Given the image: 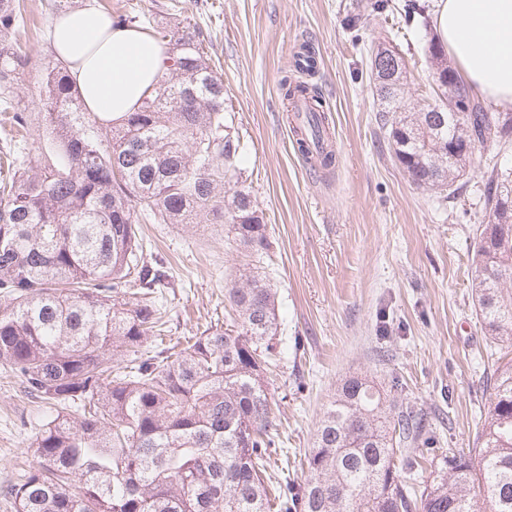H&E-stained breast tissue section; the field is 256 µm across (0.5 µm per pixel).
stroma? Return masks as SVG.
<instances>
[{
    "label": "stroma",
    "mask_w": 512,
    "mask_h": 512,
    "mask_svg": "<svg viewBox=\"0 0 512 512\" xmlns=\"http://www.w3.org/2000/svg\"><path fill=\"white\" fill-rule=\"evenodd\" d=\"M43 0H25L17 37L33 57L49 54ZM372 0H94L113 14L146 13L199 37L224 79V106L245 146L242 166L271 247L258 272L278 294L280 336L290 350L271 374L279 443L276 480H303L299 460L341 379L373 381L396 406L412 405L445 448L473 447L488 410L495 345L472 302L475 229L485 223L484 184L493 165L512 166V144L478 148L456 199L413 185L396 162L369 81V50L389 43L410 60L405 98L435 99L423 48L435 35L417 15L404 34ZM360 8L358 31L342 22ZM314 49L311 81L333 133L332 171L298 153L280 80L292 52ZM174 285L164 291L165 345L230 327L224 290L248 259L218 224L141 227ZM52 408L28 399L0 368V512L3 489L34 462V439Z\"/></svg>",
    "instance_id": "35a3bbf8"
}]
</instances>
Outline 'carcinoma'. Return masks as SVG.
Listing matches in <instances>:
<instances>
[{
    "label": "carcinoma",
    "mask_w": 512,
    "mask_h": 512,
    "mask_svg": "<svg viewBox=\"0 0 512 512\" xmlns=\"http://www.w3.org/2000/svg\"><path fill=\"white\" fill-rule=\"evenodd\" d=\"M74 6L46 0L45 14ZM21 20L19 0H0V112L30 132L15 89L39 69L43 146L33 159L13 151L0 169V364L56 415L36 435L34 466L6 494L16 512H271L267 463L279 442L267 374L284 354L277 293L266 275L241 273L224 293L240 330L154 351L160 296L174 283L147 260L138 232L145 220L222 224L249 256L268 250L223 80L195 37L119 14L114 22L164 45L167 72L136 111L105 121L87 111L62 61L32 60L16 38ZM423 57L464 119L437 103L406 111L403 68L390 90L375 87L379 120L410 181L448 198L466 171L450 147L484 144L498 117L441 43L430 40ZM281 89L310 105L298 151L314 169L334 168L319 89L287 75ZM484 205L494 221L478 227L473 298L502 354L475 447L441 449L417 480L412 446L436 439L422 438L413 408L350 377L319 421L307 476L275 496L281 512H512V167L491 170Z\"/></svg>",
    "instance_id": "cac0c4a2"
}]
</instances>
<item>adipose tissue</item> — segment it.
<instances>
[{
	"label": "adipose tissue",
	"instance_id": "ef3b65f1",
	"mask_svg": "<svg viewBox=\"0 0 512 512\" xmlns=\"http://www.w3.org/2000/svg\"><path fill=\"white\" fill-rule=\"evenodd\" d=\"M435 29L473 93L512 110V0H436ZM54 48L88 111L121 120L166 72L165 50L133 28L112 27L98 9L57 18Z\"/></svg>",
	"mask_w": 512,
	"mask_h": 512
}]
</instances>
